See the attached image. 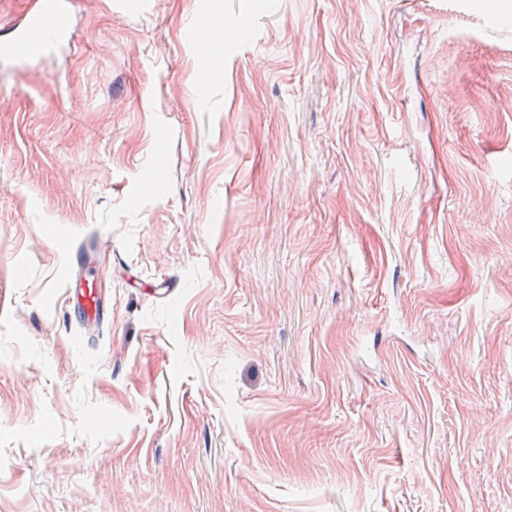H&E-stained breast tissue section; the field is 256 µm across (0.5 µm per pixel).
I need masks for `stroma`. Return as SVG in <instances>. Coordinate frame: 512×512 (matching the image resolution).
Masks as SVG:
<instances>
[{"instance_id":"1","label":"stroma","mask_w":512,"mask_h":512,"mask_svg":"<svg viewBox=\"0 0 512 512\" xmlns=\"http://www.w3.org/2000/svg\"><path fill=\"white\" fill-rule=\"evenodd\" d=\"M70 14L0 56V512H512V0ZM76 259V265L80 268L76 272L75 277L70 280L69 286L71 292L72 289L74 290V307L77 310H74V313L80 319L84 320L87 327L90 328L93 323H97V321L103 318L104 301L94 288L86 287L83 281L77 278L81 275L87 264H91L96 276L103 273L105 269L96 263L98 260L92 249L78 254Z\"/></svg>"}]
</instances>
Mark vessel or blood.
<instances>
[{"mask_svg": "<svg viewBox=\"0 0 512 512\" xmlns=\"http://www.w3.org/2000/svg\"><path fill=\"white\" fill-rule=\"evenodd\" d=\"M72 37L66 0H46L42 9L33 15L26 26L9 39L0 41V55L23 62L52 43L67 42ZM77 316L86 324L103 317L104 301L94 289L77 278L71 279Z\"/></svg>", "mask_w": 512, "mask_h": 512, "instance_id": "vessel-or-blood-1", "label": "vessel or blood"}]
</instances>
